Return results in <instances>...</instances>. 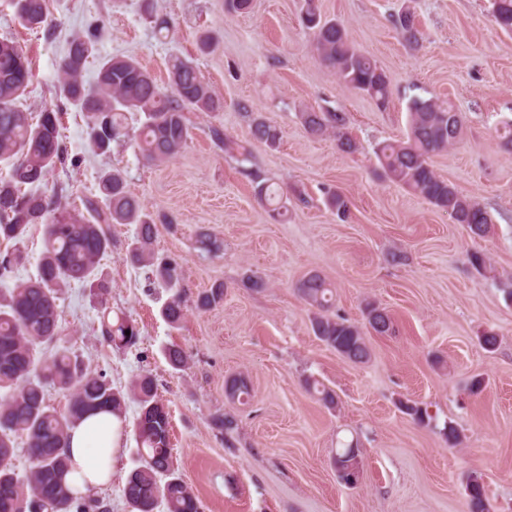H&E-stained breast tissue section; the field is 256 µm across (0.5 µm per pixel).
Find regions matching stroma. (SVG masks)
<instances>
[{
  "label": "stroma",
  "instance_id": "stroma-1",
  "mask_svg": "<svg viewBox=\"0 0 512 512\" xmlns=\"http://www.w3.org/2000/svg\"><path fill=\"white\" fill-rule=\"evenodd\" d=\"M316 2L389 75L387 106L346 88L319 59L301 24L303 0H252L249 13L234 15L223 0H48L50 23L32 29L16 21L13 0H0V39L32 60L22 105L62 111L70 162L51 173L46 194L79 206L98 199L103 171L123 169L129 192L156 218L155 249L182 271L186 314L173 326L160 314L167 290L126 259L134 225H110L112 248L99 270L112 282L106 307L140 330L130 348L103 341L106 307L80 283L59 299L62 344L126 395L123 456L111 484L95 492L111 512H126L122 488L139 464L128 390L144 374L169 410L174 464L200 512H469L473 472L483 476L491 512H512V300L504 293L512 283V149L498 136L512 119V34L493 22L490 0ZM404 5L415 9L418 42L391 22ZM161 20L168 36L155 28ZM93 25L99 56L135 58L162 84L170 56H180L222 100V111L190 113L176 158L148 164L127 143L86 152L84 119L61 96L57 66L69 35ZM204 35L212 39L205 53ZM416 95L452 102L464 116L460 142L431 164L489 212L494 232L485 239H471L382 173L374 150L406 138ZM312 109L346 113L357 151L310 135L300 114ZM257 117L279 128L281 142L254 149L251 162L228 158L210 137L216 128L245 139ZM261 181L280 190L286 216L272 218L259 202ZM332 191L346 199V216L328 208ZM202 231L222 243L220 252H201ZM473 251L487 253L491 268L475 270ZM249 270L266 280L265 291L242 287ZM310 272L331 284L336 314L360 324L373 303L393 317L394 335H369V362H348L313 335V310L296 290ZM216 282L223 301L196 309L197 294ZM489 330L498 336L492 352L479 343ZM172 344L188 357L177 370L164 355ZM239 375L250 395L234 402L224 384ZM477 375L485 386L474 393ZM309 377L335 392L336 408L308 391ZM407 399L427 405L431 421L404 413ZM224 414L237 422L228 436L213 424ZM450 424L459 446L448 443ZM351 440L362 476L349 488L334 461Z\"/></svg>",
  "mask_w": 512,
  "mask_h": 512
}]
</instances>
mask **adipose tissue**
I'll return each mask as SVG.
<instances>
[{"label": "adipose tissue", "mask_w": 512, "mask_h": 512, "mask_svg": "<svg viewBox=\"0 0 512 512\" xmlns=\"http://www.w3.org/2000/svg\"><path fill=\"white\" fill-rule=\"evenodd\" d=\"M122 442L123 420L110 412L89 414L71 430L65 479L75 493L90 494L111 479L120 464Z\"/></svg>", "instance_id": "1"}]
</instances>
